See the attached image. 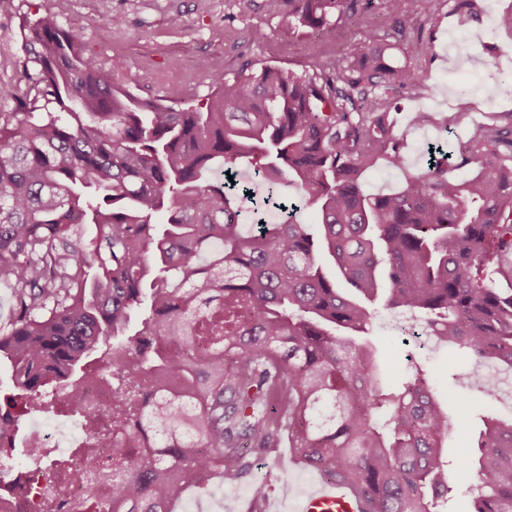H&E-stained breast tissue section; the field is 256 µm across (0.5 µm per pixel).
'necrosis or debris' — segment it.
Instances as JSON below:
<instances>
[{
  "mask_svg": "<svg viewBox=\"0 0 512 512\" xmlns=\"http://www.w3.org/2000/svg\"><path fill=\"white\" fill-rule=\"evenodd\" d=\"M154 383L147 372L126 377L92 366L78 392L59 388L49 393L53 414L47 422L36 423L26 447L27 464L0 466V477H9L13 486L12 492L0 494V512H43L48 499L55 502L56 512H95L93 501L111 502V487L95 489L81 478L86 470L111 471L124 464L104 435L101 418L111 415L113 433L131 430L135 422L117 406L113 392L131 386L144 394ZM79 448L84 451L80 457L75 454ZM53 457L71 459L70 471L53 469Z\"/></svg>",
  "mask_w": 512,
  "mask_h": 512,
  "instance_id": "4bbe7bcc",
  "label": "necrosis or debris"
}]
</instances>
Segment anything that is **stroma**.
Returning <instances> with one entry per match:
<instances>
[{
    "instance_id": "stroma-1",
    "label": "stroma",
    "mask_w": 512,
    "mask_h": 512,
    "mask_svg": "<svg viewBox=\"0 0 512 512\" xmlns=\"http://www.w3.org/2000/svg\"><path fill=\"white\" fill-rule=\"evenodd\" d=\"M477 2L479 19L462 25L452 14L456 0H437L434 16L404 35L394 30L379 0H357L354 11L338 21L342 48H353L362 27L373 26L391 44L395 60L424 77L423 84L406 87L395 100V133L404 145L405 162L399 168L382 164L367 173V192H395L409 174L422 171L420 146L435 142L443 154L457 155L460 142L494 113L512 112V92H496L494 83L465 97L454 85L458 68L448 44L460 30L477 39L473 69L512 72V55L496 58L488 50L493 43H512V30L494 26L495 17L512 12V0ZM48 10L64 26L79 20L88 53L106 63L114 83L142 98H163L172 104L206 102L213 92L211 75L218 70L231 76L275 64L300 72L323 60L322 51L311 44V30L289 29L287 7L272 9L269 0H0V85L21 78L22 31ZM115 16L121 18L120 26H112ZM174 16L181 18L182 27L171 26ZM417 110L430 113L432 123L409 125L408 114ZM455 112L466 113V120L444 125V118ZM393 316V311L377 308L366 335L377 350L378 371L386 381L398 380L413 365L427 372L434 397L448 407L450 422L446 457L451 491L444 512H467L475 476L459 461L479 434L482 416L512 414V405L482 401L477 390L484 377L481 364L454 347L423 348L414 336L396 329ZM452 389L461 396L460 404H449ZM315 477L293 449L283 446L269 457L253 460L236 492L226 491L213 476L189 484L175 510L248 512L250 487L262 482L272 508L286 512L289 493L304 489Z\"/></svg>"
}]
</instances>
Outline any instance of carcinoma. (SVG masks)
<instances>
[{
	"instance_id": "carcinoma-1",
	"label": "carcinoma",
	"mask_w": 512,
	"mask_h": 512,
	"mask_svg": "<svg viewBox=\"0 0 512 512\" xmlns=\"http://www.w3.org/2000/svg\"><path fill=\"white\" fill-rule=\"evenodd\" d=\"M414 29L435 0H381ZM347 0H288V25L336 35ZM25 88L0 86V365L23 400L0 427L78 389L89 363L155 375L137 429L157 450L112 484V512H173L193 480L234 490L248 456L287 442L304 465L369 494L372 512H441L448 413L422 372L392 389L358 342L372 307L423 313L441 345L512 370V114L478 127L450 175L435 163L391 194L362 178L402 166L390 101L421 80L387 62L370 29L342 70L279 65L211 75L201 107L117 88L80 33L52 11L27 28ZM255 160L253 178L297 195L278 224H242L246 193L213 175ZM313 213L303 224L297 212ZM166 213V223L153 217ZM472 512H512V416L484 419Z\"/></svg>"
}]
</instances>
